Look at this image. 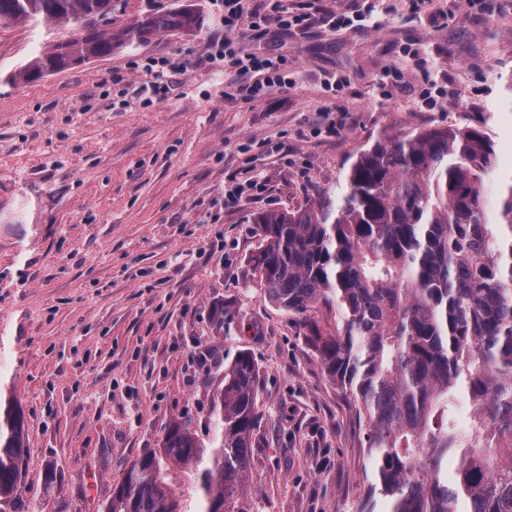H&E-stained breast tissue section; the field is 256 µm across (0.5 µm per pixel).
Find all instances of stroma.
<instances>
[{
  "label": "stroma",
  "mask_w": 512,
  "mask_h": 512,
  "mask_svg": "<svg viewBox=\"0 0 512 512\" xmlns=\"http://www.w3.org/2000/svg\"><path fill=\"white\" fill-rule=\"evenodd\" d=\"M194 4L201 29L29 83L14 73L79 29L0 22V394L24 413L30 455L15 512H96L184 416L211 440L200 359L243 350L260 374L248 512H355L374 473L354 400L305 339L306 321L328 332L336 312L319 304L302 317L269 299L250 263L252 219L339 191L387 132L475 128L512 169V0H444L440 18L381 0L365 29L239 30L248 48L285 58L293 80L257 100L202 62L224 23L210 0ZM157 54L188 68L146 107L140 66ZM329 72L348 87L326 92ZM433 86L446 101L422 110ZM327 111L343 127L311 135ZM248 178L257 188L229 199Z\"/></svg>",
  "instance_id": "1"
}]
</instances>
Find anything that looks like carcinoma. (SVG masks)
Returning <instances> with one entry per match:
<instances>
[{
	"label": "carcinoma",
	"mask_w": 512,
	"mask_h": 512,
	"mask_svg": "<svg viewBox=\"0 0 512 512\" xmlns=\"http://www.w3.org/2000/svg\"><path fill=\"white\" fill-rule=\"evenodd\" d=\"M116 0H0V21L43 19L85 34L32 57V81L128 42L194 31L192 4L117 30ZM494 141L474 128H422L377 139L340 191L253 217L250 258L282 310L336 307V331L307 322L330 380L354 397L375 483L357 512H512V180L495 212L488 176ZM206 443L191 420L169 425L161 448L124 469L98 512H247L243 486L258 424V366L241 351L211 383ZM24 415L0 400V506L18 496L26 464ZM199 476L188 508L171 469Z\"/></svg>",
	"instance_id": "cac0c4a2"
}]
</instances>
